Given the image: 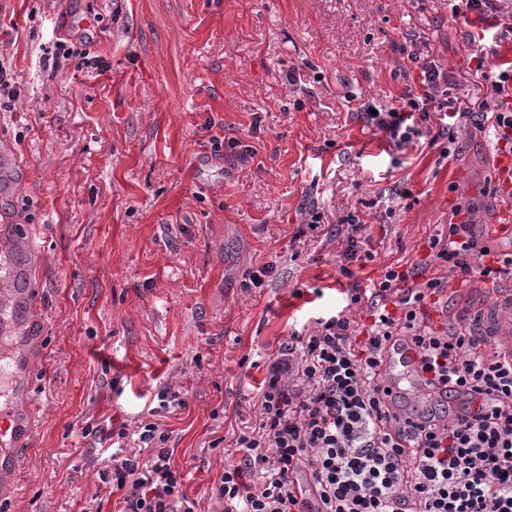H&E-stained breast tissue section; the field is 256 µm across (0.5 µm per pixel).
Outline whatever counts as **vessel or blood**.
<instances>
[{
    "instance_id": "obj_1",
    "label": "vessel or blood",
    "mask_w": 512,
    "mask_h": 512,
    "mask_svg": "<svg viewBox=\"0 0 512 512\" xmlns=\"http://www.w3.org/2000/svg\"><path fill=\"white\" fill-rule=\"evenodd\" d=\"M20 184L0 182V304L8 305L20 261L29 267L43 268L40 253L34 252L35 231L22 217L5 208L16 199ZM43 283L31 282L20 296L17 316L0 322V499L17 497L16 453L30 447L35 432V401L30 376L35 362L44 360ZM476 336H490L506 350H512V289L491 294L472 311ZM385 390L384 404L405 419L417 421L430 411L447 409L457 415L458 407L449 401L442 388L428 385L420 369V357L405 337L395 336L383 349L379 368Z\"/></svg>"
}]
</instances>
